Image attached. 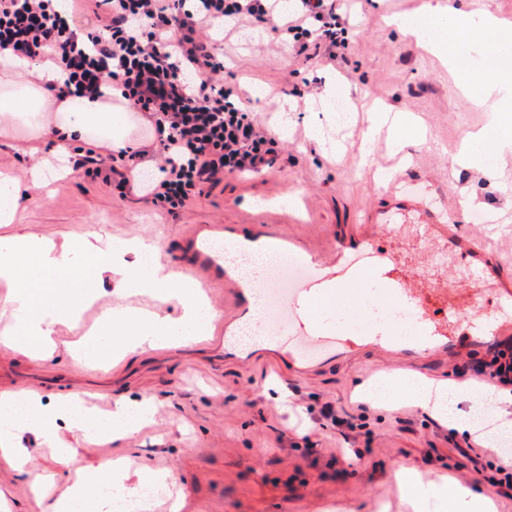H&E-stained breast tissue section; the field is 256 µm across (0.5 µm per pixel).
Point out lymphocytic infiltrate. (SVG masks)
I'll return each mask as SVG.
<instances>
[{
	"mask_svg": "<svg viewBox=\"0 0 512 512\" xmlns=\"http://www.w3.org/2000/svg\"><path fill=\"white\" fill-rule=\"evenodd\" d=\"M302 12L284 26L298 55L332 63L348 45L334 0H300ZM106 12L95 32L82 31L79 9L58 0H0V59L36 58L60 69L55 99L81 95L121 103L148 122L161 158L147 193L162 214L176 217L203 186L225 174L254 173L272 162L270 140L224 81V63L208 32L224 18L264 24L267 0H101ZM146 151L126 148L103 156L88 150L79 166L111 183L115 162L131 172Z\"/></svg>",
	"mask_w": 512,
	"mask_h": 512,
	"instance_id": "1",
	"label": "lymphocytic infiltrate"
}]
</instances>
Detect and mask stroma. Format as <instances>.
<instances>
[{
    "mask_svg": "<svg viewBox=\"0 0 512 512\" xmlns=\"http://www.w3.org/2000/svg\"><path fill=\"white\" fill-rule=\"evenodd\" d=\"M424 2L355 0L348 15L351 51L339 66L297 57L287 35L272 23L214 25V51L224 59L225 80L242 93L252 85L266 92L247 105L272 139V167L243 177L224 175L176 218L158 213L140 194L119 193L76 168L47 189L26 190L15 231L33 230L59 242L92 232L139 235L156 241L162 261L177 274L186 271L185 242L199 224H231L245 237L269 224L298 242V257L323 256L339 238L352 237L363 210L380 205L372 171L398 166L403 176L445 190L454 210L468 198L473 209L489 213L490 223L462 222L459 232L512 256V190H500L503 181H512V154L495 178L453 166V148L467 131L486 125L489 115L470 105L435 57L384 22L390 14L419 11ZM331 77L349 89L355 107L381 102L424 120L428 140L407 146V165H400L381 137L369 166L361 167L357 147L364 122L340 126L335 114L308 109ZM286 99L294 109L284 117L288 129L282 133L279 108ZM56 144L44 113L0 124V170L21 177L32 167L55 164ZM292 194L299 195V207H289ZM377 239L392 251L398 276L423 284L447 278L448 296L430 297L432 307L468 315L492 309L491 295L474 296L462 263H432L416 237L387 227ZM207 294L216 318L201 338L115 363L70 361L66 346L88 330L85 322L60 327L57 351L49 359L0 346V391H31L45 399L76 392L91 396L102 414L119 398L153 397L156 412L149 428L109 447L82 448L81 457L91 468L122 455L134 466L170 472V494L181 496V512H406L396 473L408 466L426 479L449 476L474 493L493 495L497 512H512V489L491 482L503 451L486 448L484 431L449 429L402 402L366 407L355 395L361 384L383 373L435 384L470 381L474 391L460 403L461 415L473 418L476 408L486 405L485 392L495 391L501 400L488 405L491 420L512 419V392L478 377L496 342H512V332L495 342L474 336L464 347L452 343L437 349L414 345L396 331L385 353L362 337L374 324L371 314L347 305L346 328L359 336L358 346L307 366L280 355L274 341H215L219 321H232L233 305L223 289Z\"/></svg>",
    "mask_w": 512,
    "mask_h": 512,
    "instance_id": "35a3bbf8",
    "label": "stroma"
}]
</instances>
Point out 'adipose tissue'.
I'll return each instance as SVG.
<instances>
[{
	"mask_svg": "<svg viewBox=\"0 0 512 512\" xmlns=\"http://www.w3.org/2000/svg\"><path fill=\"white\" fill-rule=\"evenodd\" d=\"M64 115L57 126L58 155L68 163L69 148L84 140L91 128L111 130L114 118L107 107L88 98H69L58 106ZM20 184L16 178L0 174V280L9 290L0 304L9 309L13 322L0 330V345L27 357L45 353L60 325L76 326L85 304L96 300L94 291L73 292L78 282H102L112 277L114 294L147 293L161 302L176 303L178 317L160 312L132 309H106L101 325L88 331L75 343L69 355L73 362L106 361L112 356L195 340L204 332L208 319L215 315L206 294L185 277L168 272L154 261L155 247L140 237L112 242L101 248L95 240L84 238L69 246L57 247L53 240L34 231L10 232L19 206ZM401 393L434 419L456 427V417L430 404L414 379L395 381L385 378L367 386L366 397L378 400ZM24 400L26 412L20 416H0V460L11 470L23 472L26 455L18 444L22 433L31 432L52 448L53 454L73 476L58 482L56 475L34 474L31 490L41 512H111L114 499L133 501L141 512H151L153 503L144 495L150 486H167L170 473L132 468L129 459L106 460L90 469L80 464L77 447L62 443L60 428H67L79 444H101L125 440L136 435L154 412L150 398L116 400L108 416L83 407L78 394L57 395L51 401L27 391L0 393V407L6 409ZM396 478L413 512H423L429 498L440 499L446 512H496L494 501L474 494L455 480L440 484L424 483L413 467L400 469ZM111 488V495L98 494V486Z\"/></svg>",
	"mask_w": 512,
	"mask_h": 512,
	"instance_id": "1",
	"label": "adipose tissue"
}]
</instances>
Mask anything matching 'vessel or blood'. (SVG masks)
<instances>
[{
	"instance_id": "vessel-or-blood-1",
	"label": "vessel or blood",
	"mask_w": 512,
	"mask_h": 512,
	"mask_svg": "<svg viewBox=\"0 0 512 512\" xmlns=\"http://www.w3.org/2000/svg\"><path fill=\"white\" fill-rule=\"evenodd\" d=\"M457 221V215L448 211L437 190L410 183L404 177L394 180L383 190L381 206L368 209L361 216L362 230L354 239L339 241L331 259L307 260V274L294 288L270 290L271 299L284 312L275 326L282 352L294 349L307 361L319 363L354 348L356 337L328 325L317 315L315 307L321 300L369 282L379 283L401 308L414 316L418 338L443 344L447 336L445 322L428 311L419 289L394 275L386 253L373 245L367 230L373 224H388L395 229L414 225L422 241L446 246L472 269L474 287H484L489 279L499 276L503 263L498 254L486 251L477 239L459 236L455 231ZM233 232V227L227 225L200 224L188 239L187 247L194 277L230 289L241 302L245 293L235 270L225 267L223 256L209 246L211 238Z\"/></svg>"
}]
</instances>
